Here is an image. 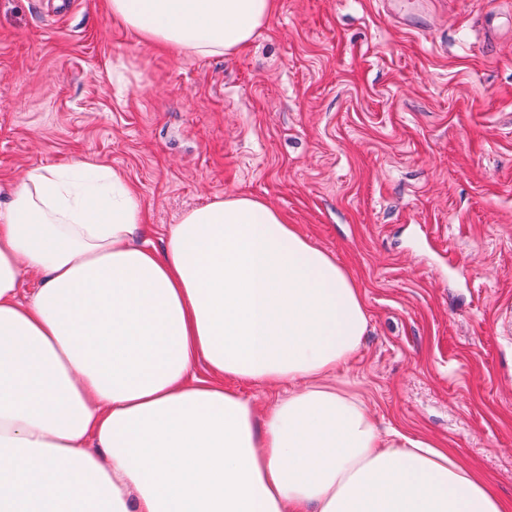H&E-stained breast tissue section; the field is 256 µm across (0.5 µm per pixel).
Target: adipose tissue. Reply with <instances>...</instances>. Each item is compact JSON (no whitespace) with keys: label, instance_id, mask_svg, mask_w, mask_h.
Instances as JSON below:
<instances>
[{"label":"adipose tissue","instance_id":"obj_1","mask_svg":"<svg viewBox=\"0 0 512 512\" xmlns=\"http://www.w3.org/2000/svg\"><path fill=\"white\" fill-rule=\"evenodd\" d=\"M276 6L107 0L142 40L203 56L245 48ZM149 233L125 177L85 160L0 207V512H506L337 378L363 297L275 208L227 195L163 249ZM240 380L289 391L260 416Z\"/></svg>","mask_w":512,"mask_h":512}]
</instances>
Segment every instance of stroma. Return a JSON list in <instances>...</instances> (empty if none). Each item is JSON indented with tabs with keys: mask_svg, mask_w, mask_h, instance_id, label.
Segmentation results:
<instances>
[{
	"mask_svg": "<svg viewBox=\"0 0 512 512\" xmlns=\"http://www.w3.org/2000/svg\"><path fill=\"white\" fill-rule=\"evenodd\" d=\"M76 160L125 175L158 248L218 197L277 209L363 296L340 374L377 425L512 507V0H279L217 56L104 0H0V201Z\"/></svg>",
	"mask_w": 512,
	"mask_h": 512,
	"instance_id": "1",
	"label": "stroma"
}]
</instances>
